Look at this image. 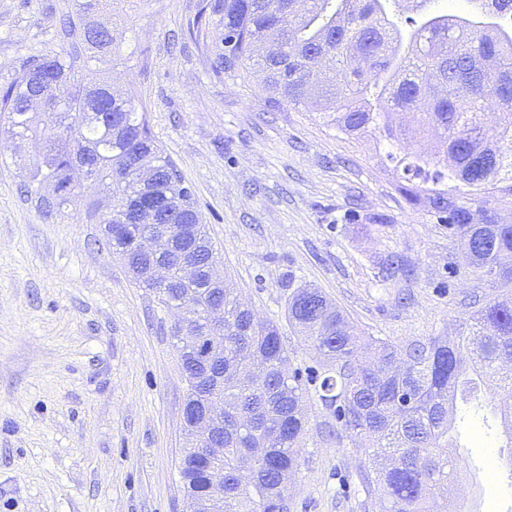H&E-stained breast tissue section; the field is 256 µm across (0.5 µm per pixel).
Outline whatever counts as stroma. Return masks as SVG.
<instances>
[{
  "label": "stroma",
  "mask_w": 512,
  "mask_h": 512,
  "mask_svg": "<svg viewBox=\"0 0 512 512\" xmlns=\"http://www.w3.org/2000/svg\"><path fill=\"white\" fill-rule=\"evenodd\" d=\"M81 0H0V85L31 55L73 53L58 20ZM203 0H107L114 85L146 112L193 189L221 277L257 320L277 324L290 370L317 356L285 316L290 283L319 288L364 336L446 334L460 301L495 296L462 264L446 225L410 206L372 137L353 140L307 107L274 102L252 66L216 77L211 35L190 32ZM41 140L0 133V512H185L179 476L185 382L180 318L139 288L99 224L85 182L43 215L28 174ZM398 262L399 272L381 271ZM458 478L479 472L478 512H512V442L457 410ZM307 400V437L289 512H381L365 453Z\"/></svg>",
  "instance_id": "stroma-1"
}]
</instances>
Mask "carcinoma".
Returning a JSON list of instances; mask_svg holds the SVG:
<instances>
[{"instance_id":"obj_1","label":"carcinoma","mask_w":512,"mask_h":512,"mask_svg":"<svg viewBox=\"0 0 512 512\" xmlns=\"http://www.w3.org/2000/svg\"><path fill=\"white\" fill-rule=\"evenodd\" d=\"M504 1L512 3L473 0L475 9L462 16L432 13L427 0H307L302 12L295 0H206L193 23L198 32L216 29V76L248 62L286 103L313 99L314 111L340 132L373 134L408 203L461 239L468 274L480 281L490 276L508 289L505 299L470 294L463 301L468 319L453 335L406 343L358 335L317 288L299 286L288 297V324L322 366L310 381L336 415V438L365 448V476L381 492L383 512H434L433 501L455 487L458 403L483 416L492 401L508 402L501 418L512 434V18L492 8ZM98 2L85 0L62 21L65 35L96 60L114 44L90 32ZM393 3L419 9L420 18L399 21ZM44 60L46 75L69 85V97L23 76L0 86V118L16 148L32 137L42 140L43 160L29 179L39 186L54 181L60 189L48 214L74 204L79 192L68 172L86 162L92 180L111 194L105 208L86 207V221L107 225L134 215L109 243L139 285L168 308L189 296L196 305L224 298L223 324L191 319L172 331L187 384L179 474L189 503L207 497L208 456L217 454L224 462V503L213 504L212 512H288L282 480L300 466L308 387L297 371L281 374L287 349L278 327L254 321L228 282L214 288L205 273L180 286L154 283L152 265L173 266L178 280L176 255L217 254L194 193L128 93L90 77L91 68L74 57L31 55L23 73ZM40 93L45 121L26 105ZM426 95L431 103L418 127L389 121L390 113L410 112ZM488 97L497 104L490 118L483 106ZM419 134L437 138L443 156L393 151ZM161 223L179 232L165 251L145 258L136 242ZM213 405L223 407V421L201 442L191 425Z\"/></svg>"}]
</instances>
